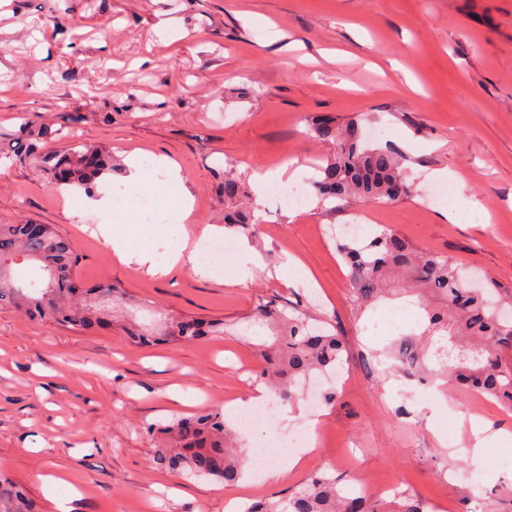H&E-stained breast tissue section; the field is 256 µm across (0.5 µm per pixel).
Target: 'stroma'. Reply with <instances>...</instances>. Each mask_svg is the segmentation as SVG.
Segmentation results:
<instances>
[{
	"label": "stroma",
	"instance_id": "obj_1",
	"mask_svg": "<svg viewBox=\"0 0 512 512\" xmlns=\"http://www.w3.org/2000/svg\"><path fill=\"white\" fill-rule=\"evenodd\" d=\"M171 20L161 38L157 25ZM318 115L359 119L375 143L401 151L411 195L387 204L317 200L292 213L265 198L262 221L224 225V172L255 198V175L285 165L296 183L316 179L326 146L309 131ZM45 132L41 152L73 140L112 153L119 165L93 189L56 186L37 163L0 167V224L52 225L66 239L85 285L124 292L111 330L81 332L0 305V473L23 487L41 512H238L284 496L315 471L340 486L356 482L421 498L427 512H512V412L449 391L433 361L417 362L414 339L432 292L367 300L331 237L360 219L393 231L418 252L437 253L512 286V0H0V149ZM146 168L176 162L182 187L153 171L150 197L176 220L191 200L195 224L223 228L231 250L214 275L190 264L150 275L119 262L97 231L135 224L134 182L124 159ZM477 201L459 221L441 217L431 171ZM110 197L106 212L91 201ZM246 242L250 255L235 245ZM258 258L245 284L227 275ZM297 260L312 282H285L273 270ZM309 309L346 345L327 403L279 400L276 416L253 429L226 418L244 455L283 456L293 438L321 441L288 475L245 474L232 487L178 477L151 459L150 428L196 411H225L260 383L263 353L281 329L256 315L259 303ZM223 322L224 333L143 347L128 326L165 318ZM491 446L480 457L458 437L472 421ZM62 472L49 486L39 473Z\"/></svg>",
	"mask_w": 512,
	"mask_h": 512
}]
</instances>
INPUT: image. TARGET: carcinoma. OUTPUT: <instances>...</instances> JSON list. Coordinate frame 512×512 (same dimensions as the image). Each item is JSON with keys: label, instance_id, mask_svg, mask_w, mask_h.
<instances>
[{"label": "carcinoma", "instance_id": "obj_1", "mask_svg": "<svg viewBox=\"0 0 512 512\" xmlns=\"http://www.w3.org/2000/svg\"><path fill=\"white\" fill-rule=\"evenodd\" d=\"M310 131L332 146L318 167L314 187L320 199L359 198L387 203L411 191L403 176V156L390 147H371L362 139L358 122L338 123L333 117H316ZM28 141L9 153L15 162L37 155L39 133L27 131ZM40 161L63 184L92 188L102 174L112 172L105 152L73 144L63 152L43 155ZM244 195L240 180L224 175V224L244 227L257 223L250 212L237 206ZM336 251L350 266L360 294L369 298L384 292L391 278L403 289L431 290L445 307L429 313L426 351L448 366V383L465 392L485 394L512 410V367L499 362V348L512 345V288L488 282L473 287L478 275L456 266L439 254H416L396 234L384 230L362 241L340 236ZM77 257L69 243L49 225L28 222L0 224V304H10L26 316L66 325L81 331L109 330L108 308L119 289L112 284L84 288L75 279ZM258 315L284 327V334L265 355L262 379L288 400L296 397L299 380L336 366L344 351L342 341L326 327L311 325L310 316L296 310L289 315L267 305ZM224 332V323L203 318H175L160 330L140 329L135 339L144 345L160 337L191 341ZM158 446L152 462L174 474L217 480L226 486L242 476V458L231 447L224 415L203 411L154 428ZM422 499L403 495L387 505L367 495L338 487L334 478L314 472L291 495L274 502H259L250 512H426ZM0 512H37L26 492L0 477Z\"/></svg>", "mask_w": 512, "mask_h": 512}]
</instances>
